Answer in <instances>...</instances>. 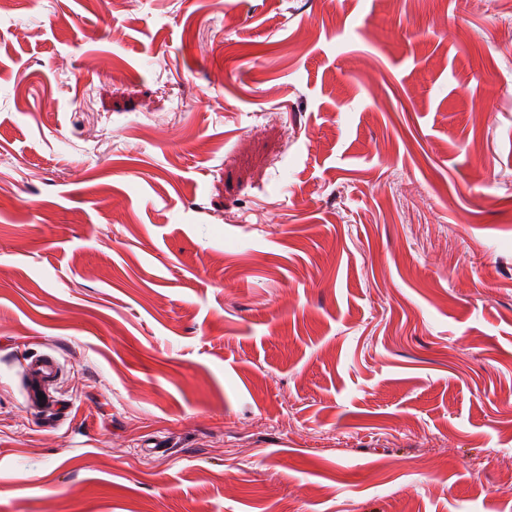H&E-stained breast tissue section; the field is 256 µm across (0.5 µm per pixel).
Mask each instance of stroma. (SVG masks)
Segmentation results:
<instances>
[{
    "instance_id": "35a3bbf8",
    "label": "stroma",
    "mask_w": 512,
    "mask_h": 512,
    "mask_svg": "<svg viewBox=\"0 0 512 512\" xmlns=\"http://www.w3.org/2000/svg\"><path fill=\"white\" fill-rule=\"evenodd\" d=\"M0 512H512V0H8ZM29 387L25 389L26 399L32 405H41L44 399L38 394L46 395L49 383L57 376L60 370L58 360L52 355H42L31 363Z\"/></svg>"
}]
</instances>
